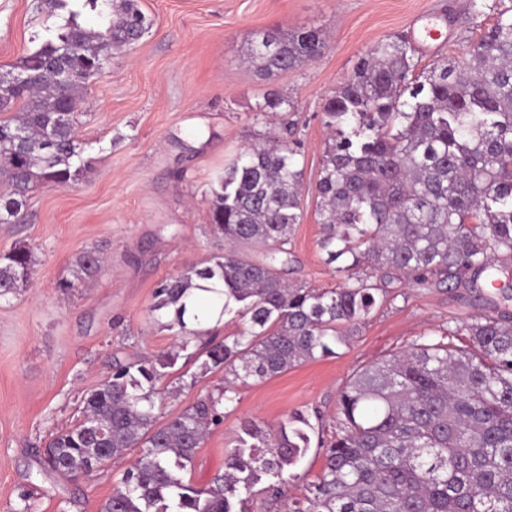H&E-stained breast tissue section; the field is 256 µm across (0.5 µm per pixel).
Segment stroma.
Returning a JSON list of instances; mask_svg holds the SVG:
<instances>
[{
  "label": "stroma",
  "mask_w": 512,
  "mask_h": 512,
  "mask_svg": "<svg viewBox=\"0 0 512 512\" xmlns=\"http://www.w3.org/2000/svg\"><path fill=\"white\" fill-rule=\"evenodd\" d=\"M472 0H139L150 32L113 55L89 83L76 114L83 158L91 167L68 186L37 189L24 224H0V253L28 244L36 264L31 283L0 300V512H20L21 492L34 512H99L136 451L88 476L42 478L36 459L52 434L69 428L82 393L112 371L113 358L150 359L172 350L173 331L150 317L156 283L223 252L211 231L214 176L265 131L271 117L258 103L270 92L293 100L295 160L303 171V219L287 248L285 278L310 288L336 287L319 246L316 184L328 130L323 106L359 60L394 34L416 41L422 26L447 31L438 47L419 48L423 64L460 56L493 21L474 15ZM43 0H0V65L37 49L61 24ZM315 28L327 46L315 60L268 76L244 64L254 33ZM97 250L102 271L75 281V261ZM395 300L376 306L354 339L334 355L239 387L224 422L212 428L184 477L206 485L253 420L272 431L294 412L317 409L310 437H331L340 392L360 371L449 321L489 311V290L431 289L402 281ZM194 386L162 383L155 412L167 420L224 385L220 370L201 372ZM323 451L310 446L292 467L286 497L254 491L249 512H287L322 471Z\"/></svg>",
  "instance_id": "35a3bbf8"
}]
</instances>
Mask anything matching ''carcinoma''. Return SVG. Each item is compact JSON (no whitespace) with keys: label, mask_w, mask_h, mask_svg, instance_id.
<instances>
[{"label":"carcinoma","mask_w":512,"mask_h":512,"mask_svg":"<svg viewBox=\"0 0 512 512\" xmlns=\"http://www.w3.org/2000/svg\"><path fill=\"white\" fill-rule=\"evenodd\" d=\"M62 10L54 36L0 74V224H19L30 193L66 186L90 161L82 157L73 114L84 89L112 54L138 43L151 22L138 0H45ZM102 25L83 27L77 5ZM464 56L421 68L408 39L390 35L358 63L324 104L331 137L317 182L320 250L339 285H290L288 234L301 223L299 142L267 131L216 174L209 198L212 230L224 252L206 265L159 281L151 316L176 330V348L112 362L111 376L87 392L71 428L39 454L38 474L75 477L126 451L138 456L100 512H245L244 495L266 476L264 492L284 494V470L310 448L309 414L296 412L274 432L253 421L204 487L184 480L221 405L235 387L261 381L348 344L379 296L406 278L421 288L478 289L512 261V5L497 8ZM326 46L318 29L255 34L247 59L274 74L303 65ZM261 112H292L266 96ZM259 247L254 259L244 249ZM95 250L77 260L78 278L101 270ZM33 250L0 255V299L29 284ZM224 283L221 314L239 305L242 329L187 354L225 371L220 395L197 400L157 423L153 396L201 330L188 313L197 284ZM339 426L320 443L321 475L292 512H512V316L491 312L448 325L359 372L342 390Z\"/></svg>","instance_id":"carcinoma-1"}]
</instances>
